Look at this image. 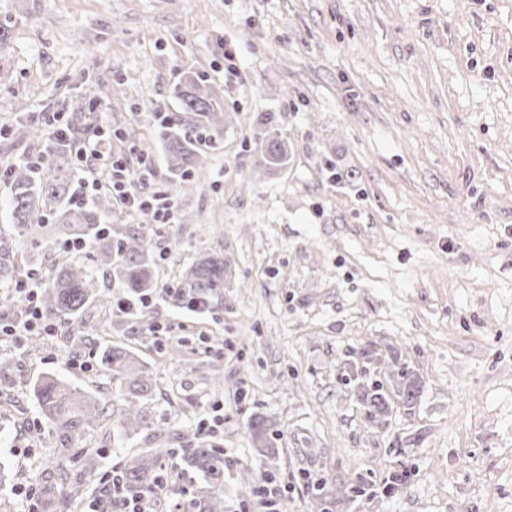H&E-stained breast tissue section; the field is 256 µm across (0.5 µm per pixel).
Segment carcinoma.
Returning <instances> with one entry per match:
<instances>
[{
	"label": "carcinoma",
	"mask_w": 512,
	"mask_h": 512,
	"mask_svg": "<svg viewBox=\"0 0 512 512\" xmlns=\"http://www.w3.org/2000/svg\"><path fill=\"white\" fill-rule=\"evenodd\" d=\"M181 110L193 115L196 129L217 131L224 116V106L214 90L201 76L189 78L175 90ZM161 138L167 152L168 169L184 191L192 190L196 177L206 167L207 158L192 139V132L170 124L163 128ZM288 158L284 141L275 130L266 134L257 153L254 166H280ZM11 229L0 232V284L16 283L21 270L18 244L32 254L47 251L57 242L63 250L56 253L47 267L39 268L44 288L41 294L43 313L64 328L61 345L74 350L85 347L89 337L99 335L85 321L88 311L100 300L95 288L98 277L117 273L123 294L119 301L140 302L161 291L167 303L174 307L205 306L209 300L224 294L230 262L221 251L196 253L182 269L172 289L165 290L157 276L152 242L145 225L137 228L114 227L100 220L112 212V199L99 194L92 203L79 200L76 172L69 151L50 146L39 154L35 163L13 164L6 175ZM86 248L85 255H75L70 244ZM98 364L112 374L125 395L122 402L106 411L95 392L75 387L54 374L40 376L33 385V397L44 423L61 448L69 449L86 442L104 422H112L123 438L143 431L161 434V425L147 421L142 403L152 398L157 375L138 356L127 349L104 344L98 352ZM390 371V382L369 380V365ZM348 380L356 383V397L364 418L373 424H385L400 410L415 408L423 391V379L418 372L393 352L385 360L374 350L352 352L345 363ZM249 429L257 447L270 452L266 441L268 422L255 417ZM181 454L191 468L201 472L204 486L196 488L188 504V512H224L223 451L211 444L200 443L193 448H145L118 467L122 492L137 498L146 492L161 475L163 461ZM82 469L92 475L100 468V453L96 448L81 451ZM69 456L51 455L44 461L48 483L40 491L41 502L68 512L79 507L80 490L67 495L59 492L54 480L68 475ZM336 503L332 492L322 488L310 498L313 512H328Z\"/></svg>",
	"instance_id": "1"
}]
</instances>
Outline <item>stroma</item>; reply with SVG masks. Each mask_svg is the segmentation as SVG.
Returning a JSON list of instances; mask_svg holds the SVG:
<instances>
[{
	"mask_svg": "<svg viewBox=\"0 0 512 512\" xmlns=\"http://www.w3.org/2000/svg\"><path fill=\"white\" fill-rule=\"evenodd\" d=\"M0 26V124L102 113L112 151L136 148L175 193L174 220L153 227L160 282L199 251L230 260L210 312L157 298L113 315L108 338L157 373L146 413L170 436L193 442L222 407L227 512L252 508L244 466L276 478L286 512H310L318 479L333 512H512V0H0ZM195 74L226 119L184 194L154 115L192 124L173 88ZM101 79L114 89L96 100ZM271 127L288 161L254 167ZM153 323L197 370L162 357ZM364 348L420 373L412 413L364 419L340 371ZM1 358L0 462L13 487H37L53 440L31 382L119 393L89 346L27 336ZM255 414L276 430L273 455L254 448ZM91 445L105 472L158 441L101 430Z\"/></svg>",
	"mask_w": 512,
	"mask_h": 512,
	"instance_id": "obj_1",
	"label": "stroma"
}]
</instances>
